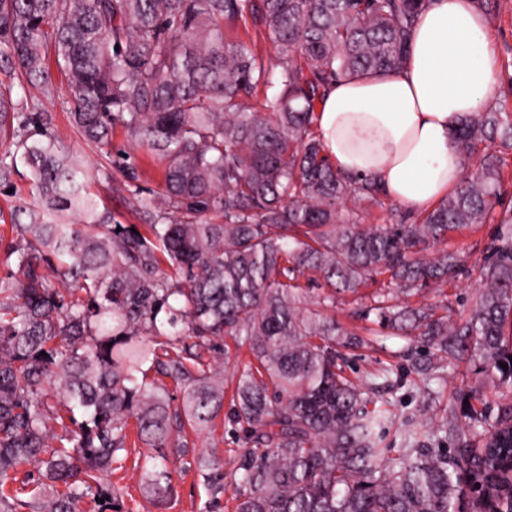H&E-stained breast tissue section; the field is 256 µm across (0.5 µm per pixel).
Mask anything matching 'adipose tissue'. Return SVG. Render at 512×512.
Listing matches in <instances>:
<instances>
[{
	"label": "adipose tissue",
	"instance_id": "adipose-tissue-1",
	"mask_svg": "<svg viewBox=\"0 0 512 512\" xmlns=\"http://www.w3.org/2000/svg\"><path fill=\"white\" fill-rule=\"evenodd\" d=\"M493 89L487 18L472 0H431L403 68L332 84L319 108L323 146L338 170L374 178L407 208H425L458 185L457 124Z\"/></svg>",
	"mask_w": 512,
	"mask_h": 512
}]
</instances>
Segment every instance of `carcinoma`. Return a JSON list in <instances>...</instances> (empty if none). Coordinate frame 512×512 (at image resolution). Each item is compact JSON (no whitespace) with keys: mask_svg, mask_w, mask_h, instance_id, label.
<instances>
[{"mask_svg":"<svg viewBox=\"0 0 512 512\" xmlns=\"http://www.w3.org/2000/svg\"><path fill=\"white\" fill-rule=\"evenodd\" d=\"M431 0H0V60L20 87L48 91L46 58L67 76L70 118L100 148L121 129L163 164L162 192H131L144 231L119 227L88 192L89 169L45 132L31 94L0 82V134L14 141L0 179L26 166L39 201L10 214L18 273L0 278V512H114L103 483L124 460L128 427L151 449L142 489L171 487L166 450L186 451L224 409V375L204 354L229 337L252 359L230 379L244 430L234 512H512V212L497 142L512 150V113L466 117L456 150L475 175L420 214L364 224L342 203L385 192L325 154L317 107L332 83L402 68ZM249 20L291 52L274 72L224 22ZM270 112L245 97L275 85ZM500 226L483 288L458 321L401 301L438 291L463 265L441 249L474 224ZM319 275L315 298L300 284ZM363 296L362 332L324 311ZM470 355L505 389L494 414L465 415L456 452L405 448L392 463L374 388L344 375L336 337L377 328ZM508 369H503L501 364ZM171 379L179 396L150 376ZM224 492L220 460L195 462ZM33 487L29 500L20 498Z\"/></svg>","mask_w":512,"mask_h":512,"instance_id":"cac0c4a2","label":"carcinoma"}]
</instances>
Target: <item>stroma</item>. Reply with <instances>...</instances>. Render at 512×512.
Segmentation results:
<instances>
[{"label":"stroma","mask_w":512,"mask_h":512,"mask_svg":"<svg viewBox=\"0 0 512 512\" xmlns=\"http://www.w3.org/2000/svg\"><path fill=\"white\" fill-rule=\"evenodd\" d=\"M494 45L495 85L503 87L512 82V0H494L488 15ZM48 92L39 102L41 112L50 117L48 131L67 150L81 156L93 172L90 190L100 207L106 208L125 225H140L144 219L127 200L121 185L123 167L136 165L141 171L144 191H155L160 186V174L150 166L144 154L130 150L123 131H115L112 148L98 150L88 144L71 126L68 119L70 93L68 82L59 68H51ZM495 224H484L453 234L449 248L463 252L466 262L445 292L425 289L412 297V304H433L447 301L452 319L467 317L481 283L477 268L485 255V248L498 232ZM344 372L351 379H365L367 372L394 369L399 378L396 383L379 386L380 398L390 402L392 415L383 434L382 445L389 448L390 458H397L406 445L407 429L419 426L426 419H434L437 435H423L422 441L432 448H456L462 440L453 430L462 421L465 404L475 409H496L498 396L476 362L468 359H450L440 364L434 350L424 347L413 336L381 335L368 345L345 351ZM231 408H224L212 428L198 435H189L187 453L170 451L167 468L172 474V487L163 501H156L141 490V466L138 452H131L122 468L113 470L112 486L118 493L121 512H207L211 492L195 468L198 453L209 452L218 456L224 469V495L222 512L234 510V472L243 444L231 422Z\"/></svg>","instance_id":"stroma-1"}]
</instances>
